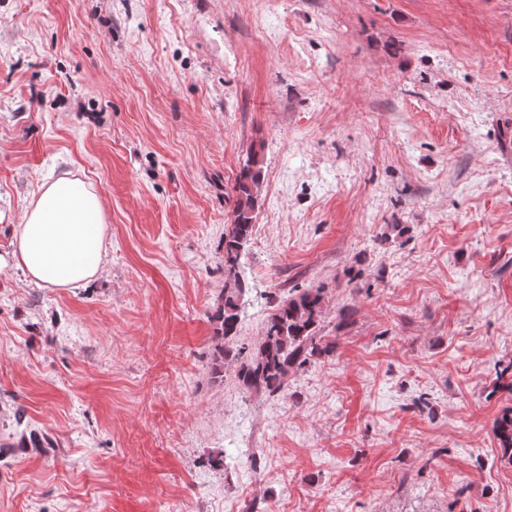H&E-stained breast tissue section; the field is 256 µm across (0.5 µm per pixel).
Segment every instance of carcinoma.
I'll return each instance as SVG.
<instances>
[{"instance_id": "carcinoma-1", "label": "carcinoma", "mask_w": 512, "mask_h": 512, "mask_svg": "<svg viewBox=\"0 0 512 512\" xmlns=\"http://www.w3.org/2000/svg\"><path fill=\"white\" fill-rule=\"evenodd\" d=\"M261 150L251 149L233 186L234 220L224 232V289L214 301L209 369L224 380V368L233 367L236 384L248 394L282 398L290 377L319 357L330 356L334 343L319 335L324 313L321 288H292L267 316L262 336L251 348H235L241 307L249 292L241 259L251 240L255 211L263 187ZM494 436L502 457L512 461V407L494 422Z\"/></svg>"}]
</instances>
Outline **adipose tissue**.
<instances>
[{"mask_svg":"<svg viewBox=\"0 0 512 512\" xmlns=\"http://www.w3.org/2000/svg\"><path fill=\"white\" fill-rule=\"evenodd\" d=\"M105 231L101 193L79 178L57 177L30 200L0 269H20L47 288L87 287L103 269Z\"/></svg>","mask_w":512,"mask_h":512,"instance_id":"1","label":"adipose tissue"}]
</instances>
